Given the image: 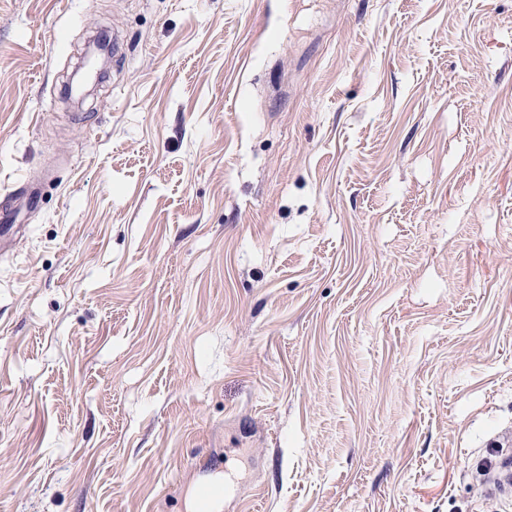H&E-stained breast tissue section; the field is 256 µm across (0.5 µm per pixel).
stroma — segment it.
Wrapping results in <instances>:
<instances>
[{"label": "stroma", "instance_id": "1", "mask_svg": "<svg viewBox=\"0 0 512 512\" xmlns=\"http://www.w3.org/2000/svg\"><path fill=\"white\" fill-rule=\"evenodd\" d=\"M5 209L0 512H512V0H0ZM512 492V460L509 456L502 463L498 474L488 481L486 493L490 496L507 495L511 497Z\"/></svg>", "mask_w": 512, "mask_h": 512}]
</instances>
